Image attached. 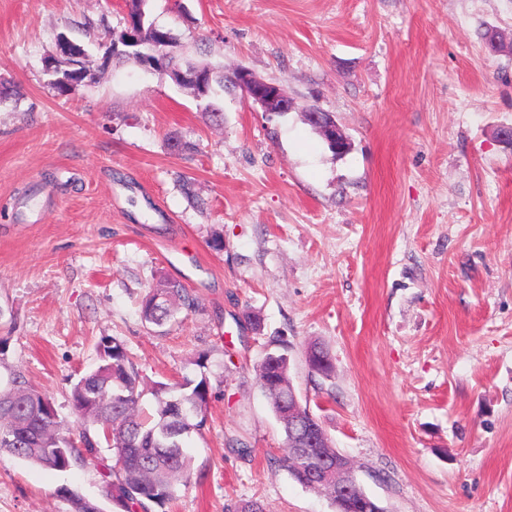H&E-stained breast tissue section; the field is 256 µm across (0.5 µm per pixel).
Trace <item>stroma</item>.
<instances>
[{
	"instance_id": "obj_1",
	"label": "stroma",
	"mask_w": 512,
	"mask_h": 512,
	"mask_svg": "<svg viewBox=\"0 0 512 512\" xmlns=\"http://www.w3.org/2000/svg\"><path fill=\"white\" fill-rule=\"evenodd\" d=\"M148 8L180 64L247 68L296 107L268 114L228 86L215 126L168 75L118 61L58 96L56 36L100 59L125 0H0V81L19 90L0 102V386L24 371L76 426L72 387L118 337L145 381L210 387L190 477L151 512H335L280 463L258 367L281 336L301 401L385 512H512V53L482 40L512 39V0ZM310 107L349 153L332 155ZM173 132L195 151L175 155ZM165 279L199 305L157 327L141 301ZM313 342L331 376L309 368ZM113 458L59 472L1 452L0 512H65L63 486L121 512L103 493ZM322 110L311 108L305 111L309 123L316 125L328 146L336 152H346L351 149V142L336 121L325 119Z\"/></svg>"
}]
</instances>
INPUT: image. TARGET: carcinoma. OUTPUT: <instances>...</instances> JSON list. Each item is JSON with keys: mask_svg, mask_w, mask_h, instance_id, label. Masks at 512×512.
<instances>
[{"mask_svg": "<svg viewBox=\"0 0 512 512\" xmlns=\"http://www.w3.org/2000/svg\"><path fill=\"white\" fill-rule=\"evenodd\" d=\"M147 0H131L137 12L145 46L170 40L177 44L172 30L159 26L146 17ZM89 57L75 67L62 62L50 74L49 85L60 96L78 91L74 84L85 78L80 71L91 72ZM206 89H194L204 100L215 88H224V69L208 66ZM198 300L177 282L163 280L150 290L142 307L144 320L161 327L182 311H191ZM259 369L258 380L273 413L288 408L289 361L288 343L272 336ZM100 363L73 385L72 402L81 422L73 429L50 417V398L35 387L21 370L11 373L8 383L0 389V451L45 469L65 471L73 464L98 459L105 443L115 452V465L103 473L105 492L113 503L122 504L123 512L148 504L163 508L176 499L178 486L185 482L192 469V458L186 440L199 433L206 423L209 399L207 379H186L174 384H144L130 360L126 348L117 337L105 336L98 342ZM309 367L325 377L330 376L332 363L329 351L319 343L307 347ZM154 398L152 412L142 407L146 394ZM281 463L301 486L310 488V464L291 461L283 455ZM56 495L67 502V512H103L67 487Z\"/></svg>", "mask_w": 512, "mask_h": 512, "instance_id": "carcinoma-1", "label": "carcinoma"}]
</instances>
